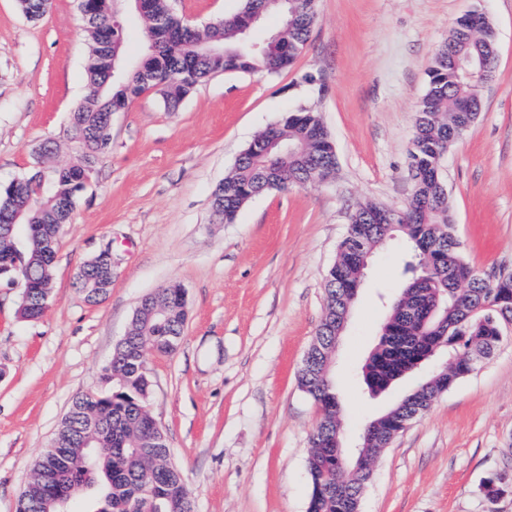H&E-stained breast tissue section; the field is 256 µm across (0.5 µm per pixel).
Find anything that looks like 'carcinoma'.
Returning <instances> with one entry per match:
<instances>
[{"label": "carcinoma", "mask_w": 512, "mask_h": 512, "mask_svg": "<svg viewBox=\"0 0 512 512\" xmlns=\"http://www.w3.org/2000/svg\"><path fill=\"white\" fill-rule=\"evenodd\" d=\"M75 2L85 19L86 74L92 92L70 112L66 132L81 152V161L58 164L56 144L46 141L37 146L36 165L0 187V221L19 215L14 229L0 231V280L17 276L28 288L27 300L19 301L18 308L26 320L42 316V295L54 283L57 236L70 223L99 159L111 149L110 115L148 91L161 93L167 107L174 109L196 85L222 73L279 74L302 53L316 21V0H301L302 8L288 16L271 0H243L237 13L191 35L166 0H143L139 8L135 0H122L121 11H136L144 24V56L131 67L125 55V29L112 25L105 0ZM18 5L27 20L37 22L48 13L50 0H18ZM259 10L266 17L279 16L281 28L276 41L253 50L241 43V27ZM496 50V32L486 14L472 10L457 18L427 72L409 152L410 165L416 166L410 200L400 209L365 202L349 216L324 288L326 312L298 374L299 388L320 413L307 460V512H349L352 499L372 476L354 462L338 464L341 405L336 401L330 350L353 302L352 289L365 257L360 246L372 251L400 237L410 257L401 270L406 285L391 304L379 343L362 369L367 390L385 391L440 351L447 353L451 364L371 421L374 431L356 452L375 456L387 447L439 393L489 358L503 325L512 324V286L470 275L472 268L460 254L442 175L446 154L481 112L482 92L495 78ZM271 136L291 149L261 150ZM333 157L331 137L317 113L287 112L274 128L254 138L215 188L213 215L231 224L258 194L311 183ZM76 283L87 301L96 303L98 285L112 283V272L87 261L79 268ZM185 321L176 288H163L142 304L133 316L129 339L116 346L101 369L102 381L112 390L99 399L72 400L54 436L58 454L43 452L35 460L16 512H59L54 493L71 486L92 493L91 512H194L168 447L156 443L157 431L146 406L151 381L140 370L146 352L172 351L182 339ZM485 483L490 505L512 494L507 472L494 473ZM145 486L152 495L141 493Z\"/></svg>", "instance_id": "obj_1"}]
</instances>
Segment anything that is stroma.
Instances as JSON below:
<instances>
[{"label":"stroma","mask_w":512,"mask_h":512,"mask_svg":"<svg viewBox=\"0 0 512 512\" xmlns=\"http://www.w3.org/2000/svg\"><path fill=\"white\" fill-rule=\"evenodd\" d=\"M204 29L240 0H168ZM479 9L498 40L494 80L478 121L443 164L465 260L483 277L512 273V0H317L295 64L277 75L226 73L168 110L153 91L112 117L98 162L56 248L44 316L17 313L20 289L0 282V512H16L35 459L73 398L98 394L100 371L140 300L172 284L186 295L183 338L148 353V403L195 512H307V459L319 420L300 390L302 359L325 311V281L350 213L362 202L404 207L409 151L426 74L453 22ZM85 21L52 0L40 23L0 0V185L31 169L35 148L67 140L70 110L90 93ZM319 114L336 150V178L254 197L231 224L215 221L213 188L237 156L291 110ZM112 247V287L97 304L76 272ZM400 242L379 250L336 351L346 448L368 422L439 370L425 363L379 396L359 373L386 302L401 288ZM512 471V325L494 354L440 394L377 456L361 512H485L481 485Z\"/></svg>","instance_id":"stroma-1"}]
</instances>
